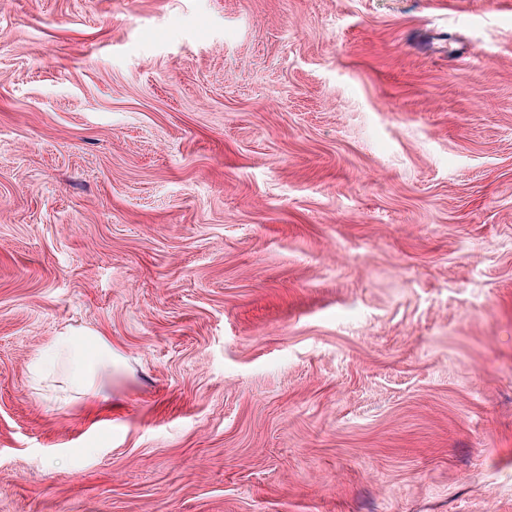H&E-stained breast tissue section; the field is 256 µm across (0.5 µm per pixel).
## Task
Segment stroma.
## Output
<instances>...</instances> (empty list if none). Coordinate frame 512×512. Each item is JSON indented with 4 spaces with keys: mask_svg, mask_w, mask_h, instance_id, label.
I'll return each instance as SVG.
<instances>
[{
    "mask_svg": "<svg viewBox=\"0 0 512 512\" xmlns=\"http://www.w3.org/2000/svg\"><path fill=\"white\" fill-rule=\"evenodd\" d=\"M0 512H512V0H0ZM55 360L66 363L67 385L72 390L98 395L112 377V345L101 336H54L50 344L30 360L28 372L33 385H40Z\"/></svg>",
    "mask_w": 512,
    "mask_h": 512,
    "instance_id": "1",
    "label": "stroma"
}]
</instances>
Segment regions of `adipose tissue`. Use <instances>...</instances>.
Masks as SVG:
<instances>
[{"mask_svg":"<svg viewBox=\"0 0 512 512\" xmlns=\"http://www.w3.org/2000/svg\"><path fill=\"white\" fill-rule=\"evenodd\" d=\"M64 361L71 389L99 394L112 376V345L100 336H77L64 332L30 360L28 372L33 385H40L54 361Z\"/></svg>","mask_w":512,"mask_h":512,"instance_id":"obj_1","label":"adipose tissue"}]
</instances>
